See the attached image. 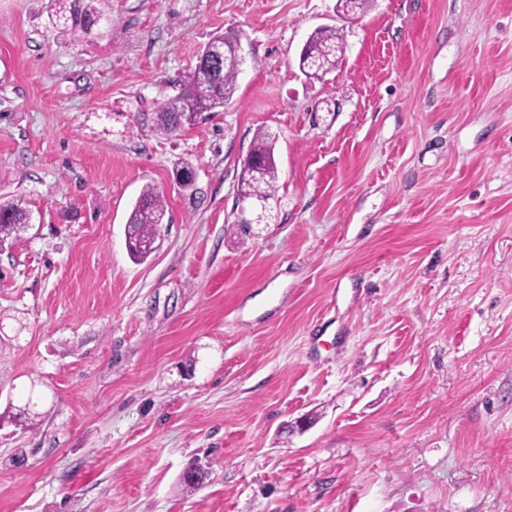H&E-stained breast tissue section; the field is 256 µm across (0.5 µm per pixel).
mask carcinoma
I'll return each instance as SVG.
<instances>
[{"label": "carcinoma", "instance_id": "carcinoma-1", "mask_svg": "<svg viewBox=\"0 0 512 512\" xmlns=\"http://www.w3.org/2000/svg\"><path fill=\"white\" fill-rule=\"evenodd\" d=\"M55 26L62 34L88 33L102 17L96 0H52ZM208 45L216 50L211 57L218 69V77L210 80L205 75L204 64L192 66L180 81L178 93L163 102L155 115L142 119L159 134L172 136L178 131V123L186 112L194 113L195 120L203 119L204 113L224 107L233 95L239 73L240 61L234 41L222 35L214 37ZM314 60L300 59V68L309 76L320 78L336 68L337 53L342 43L336 29L322 27L309 38ZM277 164L274 157V138L268 131L256 132L249 156L244 165L238 189V200L260 198L265 203L275 199ZM0 210L10 216L0 218V233L7 237L24 228L26 210L19 204H0ZM166 208L164 198L154 188L143 189L127 219V250L135 261L147 258L154 250L159 224L163 223Z\"/></svg>", "mask_w": 512, "mask_h": 512}]
</instances>
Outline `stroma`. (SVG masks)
<instances>
[{
    "label": "stroma",
    "mask_w": 512,
    "mask_h": 512,
    "mask_svg": "<svg viewBox=\"0 0 512 512\" xmlns=\"http://www.w3.org/2000/svg\"><path fill=\"white\" fill-rule=\"evenodd\" d=\"M49 3L0 0V202L31 214L0 242V512H512V0H98L88 37ZM224 32V109L135 128ZM307 46L313 48L316 57L314 61L303 59L300 56V68L309 76L321 78L336 68L342 53V43L336 28L322 27L317 29L309 38ZM274 140L264 129H258L256 132L239 181L238 203L241 200L260 198L269 205L270 201L275 199L278 175L274 157ZM166 208L164 198L147 186L140 194L127 219V250L134 261L147 258L155 248L159 224H163Z\"/></svg>",
    "instance_id": "obj_1"
}]
</instances>
